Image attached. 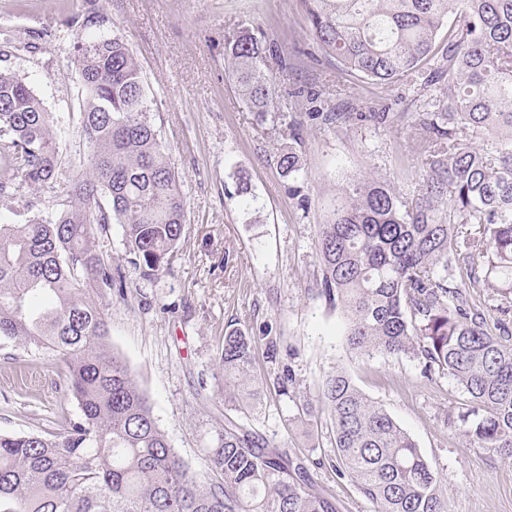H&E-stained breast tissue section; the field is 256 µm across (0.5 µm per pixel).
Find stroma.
<instances>
[{"label":"stroma","instance_id":"obj_1","mask_svg":"<svg viewBox=\"0 0 512 512\" xmlns=\"http://www.w3.org/2000/svg\"><path fill=\"white\" fill-rule=\"evenodd\" d=\"M92 12L104 15L106 31L122 35L142 67L187 204L171 272L144 277L129 262L120 226L99 240L127 283L125 297L102 301L112 346L150 395L179 456L202 470L224 421L218 352L225 330L241 328L259 339L258 372L273 376L288 365L296 377L289 397L269 396L253 427L301 458L341 512L372 506L328 465L334 439L326 412L299 420L338 367L414 439L442 478L449 512H512V461L473 447L447 426L464 400L456 382L424 378L413 358L350 354L344 313L315 286L318 226L349 182L386 180L405 197L418 185L409 175L413 141L402 124L368 120L336 130L311 119L307 94L322 92L325 112H413L412 86L376 84L317 53L299 0H0V70L25 77L50 111H78L81 89L68 65L80 29L67 21ZM242 21L272 36L286 58L269 65L279 92L263 123L225 76L224 35ZM291 144L302 159L296 196L277 166ZM60 149L68 162L55 189L20 192L45 211L57 209L86 162L78 126ZM268 336L279 342L273 360ZM64 414L79 415L64 373L45 354L0 338V433L55 431Z\"/></svg>","mask_w":512,"mask_h":512}]
</instances>
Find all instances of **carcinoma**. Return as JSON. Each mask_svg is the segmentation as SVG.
Here are the masks:
<instances>
[{
  "label": "carcinoma",
  "mask_w": 512,
  "mask_h": 512,
  "mask_svg": "<svg viewBox=\"0 0 512 512\" xmlns=\"http://www.w3.org/2000/svg\"><path fill=\"white\" fill-rule=\"evenodd\" d=\"M300 3L321 52L381 85L416 84L419 111L406 113V127L423 131L411 200L385 181L359 179L319 225L318 294L346 315L355 356L416 358L424 377H451L466 400L448 424L511 461L512 329L505 321L489 327L471 290L492 278L512 303V0ZM271 60L284 62L278 43L248 22L224 38L226 74L261 123L278 96ZM71 70L82 88L87 163L59 210L35 212L29 201L24 222L0 217V337L61 365L80 415L62 416L54 433H0V512H339L302 464L241 422L268 385L253 373L256 337L224 333V424L202 476L175 451L149 395L112 349L98 298L123 294V275L98 237L119 225L130 263L148 277L168 273L186 201L152 118L155 99L124 38L82 35ZM311 117L328 125L400 120L386 111ZM70 120L48 111L24 78L0 71L1 207L24 186L54 187ZM477 135L495 138L496 149L473 147ZM277 166L298 180L293 150ZM459 224L478 232L461 235ZM475 257L484 275L449 285L453 264ZM320 400L334 428L336 471L373 512H448L438 473L346 370L326 376Z\"/></svg>",
  "instance_id": "1"
}]
</instances>
